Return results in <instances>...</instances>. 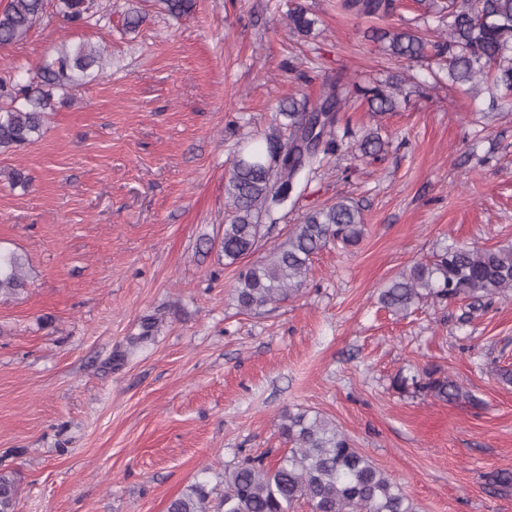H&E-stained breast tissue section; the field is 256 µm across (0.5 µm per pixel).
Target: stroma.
<instances>
[{
	"label": "stroma",
	"mask_w": 512,
	"mask_h": 512,
	"mask_svg": "<svg viewBox=\"0 0 512 512\" xmlns=\"http://www.w3.org/2000/svg\"><path fill=\"white\" fill-rule=\"evenodd\" d=\"M92 0L82 26L46 0L26 40L0 47V79L36 73L80 41L104 72L55 92L43 136L0 153V247L28 259L26 290L0 300V470L19 481L16 512H167L199 477L212 500L224 466L285 450V410L336 424L403 488L414 512H512L488 473L512 471V291L466 317L467 303L383 308L391 279L457 241L512 243V112L415 63L405 99L383 116L351 98L354 140L379 131L376 158L332 155L264 247L306 212L363 207L355 247L313 256L307 283L243 313L219 241L232 157L269 133L289 98L317 103L336 72L362 87L401 69L372 34L425 29L416 0L357 17L337 0ZM144 20L130 31L127 16ZM22 169L26 188L11 187ZM436 365L472 402L393 389Z\"/></svg>",
	"instance_id": "obj_1"
}]
</instances>
